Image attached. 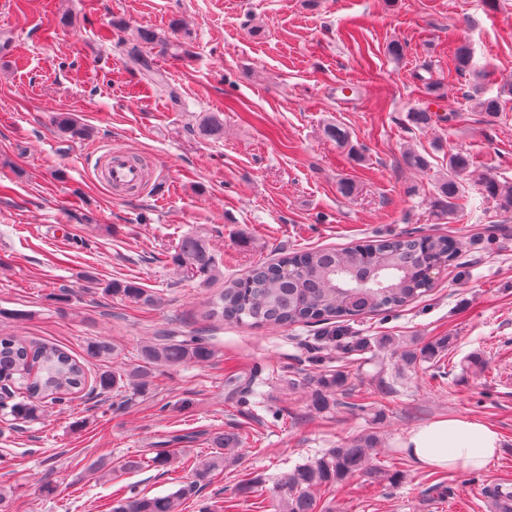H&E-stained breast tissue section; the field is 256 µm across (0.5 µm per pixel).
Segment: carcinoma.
Returning a JSON list of instances; mask_svg holds the SVG:
<instances>
[{"label": "carcinoma", "mask_w": 512, "mask_h": 512, "mask_svg": "<svg viewBox=\"0 0 512 512\" xmlns=\"http://www.w3.org/2000/svg\"><path fill=\"white\" fill-rule=\"evenodd\" d=\"M181 22L171 21L165 31L138 28L136 41L148 47L177 49L174 34ZM455 72L472 68V52L468 44L458 45L452 56ZM471 109L495 115L500 111L498 99L486 97L475 90L469 97ZM434 114L429 107L408 111L406 121L414 127L430 124ZM54 125L67 139H83L91 130L79 124L71 114L59 112ZM224 126L214 114L202 117L197 133L204 139L218 138ZM473 162L460 150L448 157V173L438 181L432 207L445 215L461 207V179L469 173ZM486 196L500 210H512V184L493 176L481 178ZM460 247L457 240L445 235H397L373 240L365 245L342 249L321 248L290 251L277 261L263 263L247 275L224 281V286L208 302L202 315L206 319L248 325L251 327H290L300 324L331 323L346 316L383 312L407 305L428 292L434 283V272L451 265ZM170 264L179 275L187 276L203 286L219 276L220 265L206 240L189 233L183 236L170 255ZM104 293L151 306L154 294L133 281L113 280ZM336 350L353 352L368 348L371 343L383 344L387 338L357 336L343 342L341 332L331 336ZM448 349V337L404 353L411 365L420 359L434 360ZM89 359L104 365L113 355L114 346L106 338L90 339L85 344ZM214 355L210 341L197 335L175 336L166 333L155 341L140 346L138 363L129 373L101 369L95 375L93 389L101 394L117 392L127 398L139 393L162 366L187 363L203 364ZM0 379L10 381L21 393V399L0 408V414L15 421L30 422L43 413L44 404L64 405L71 396L81 392L88 383L86 367L65 349L55 344H36L18 336L0 335ZM346 375L338 371L312 381V407L325 413L334 406L332 393L346 385ZM215 451L205 458L195 477L204 481L216 471L239 460L240 439L234 431L216 433L211 437ZM376 438L370 434L346 438L322 457L298 465L273 490L279 512H316L314 491L331 487L355 475H375L371 464ZM181 489L164 496L134 493L113 501L110 512H179Z\"/></svg>", "instance_id": "1"}]
</instances>
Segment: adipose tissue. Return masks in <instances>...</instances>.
Masks as SVG:
<instances>
[{
    "mask_svg": "<svg viewBox=\"0 0 512 512\" xmlns=\"http://www.w3.org/2000/svg\"><path fill=\"white\" fill-rule=\"evenodd\" d=\"M403 447L424 469L482 470L497 459L500 437L481 422L443 416L409 433Z\"/></svg>",
    "mask_w": 512,
    "mask_h": 512,
    "instance_id": "1",
    "label": "adipose tissue"
}]
</instances>
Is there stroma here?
<instances>
[{"instance_id":"35a3bbf8","label":"stroma","mask_w":512,"mask_h":512,"mask_svg":"<svg viewBox=\"0 0 512 512\" xmlns=\"http://www.w3.org/2000/svg\"><path fill=\"white\" fill-rule=\"evenodd\" d=\"M116 17L128 31H110ZM174 19L193 56L153 49L160 87L130 59L132 30ZM394 41L407 44L403 59L389 55ZM462 43L488 74L496 115L472 111V78L449 71ZM428 81L443 84V99L423 93ZM425 106L441 122L408 126V110ZM59 112L91 137H59ZM210 112L224 133L204 140L196 123ZM331 124L348 144L325 136ZM111 149L145 165L137 193L99 177L96 160ZM411 150L427 170L406 164ZM457 150L474 161L468 205L439 217L436 176ZM485 173L512 182V0H0V333L78 358L106 336L114 371L131 369L134 349L164 328L215 348L210 362L159 368L131 401L88 388L37 421H0V484L11 488L0 512H109L125 493L188 484L181 512H275L256 504L296 465L368 433L381 476L345 479L319 495L317 512H496L494 491L512 492V211L482 195ZM345 180L356 186L348 197ZM188 233L208 241L226 278L295 249L391 235H450L463 250L421 299L342 324L344 336L391 344L336 359L318 346L324 324L203 318L216 286L166 261ZM113 280L149 289L155 305L104 294ZM441 336V365L402 361L400 342ZM336 370L347 383L330 412H316L310 381ZM440 415L496 430L499 457L480 471L419 468L402 443ZM225 430L243 438L239 465L193 484ZM163 453L170 466H153ZM127 459L139 468L89 470Z\"/></svg>"}]
</instances>
